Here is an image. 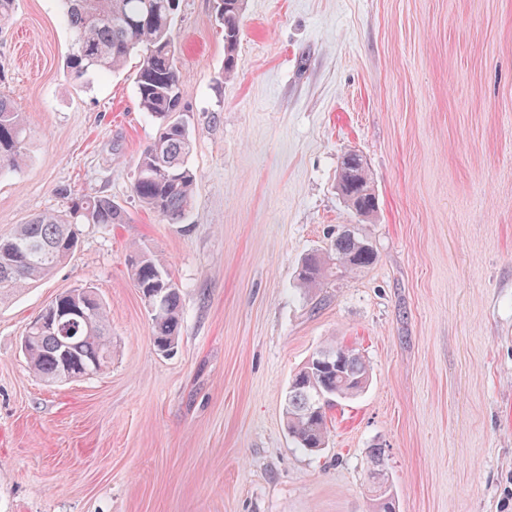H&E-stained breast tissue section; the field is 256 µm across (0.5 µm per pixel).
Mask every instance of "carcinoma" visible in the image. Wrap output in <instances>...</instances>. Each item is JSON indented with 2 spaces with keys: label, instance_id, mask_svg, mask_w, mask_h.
I'll list each match as a JSON object with an SVG mask.
<instances>
[{
  "label": "carcinoma",
  "instance_id": "cac0c4a2",
  "mask_svg": "<svg viewBox=\"0 0 512 512\" xmlns=\"http://www.w3.org/2000/svg\"><path fill=\"white\" fill-rule=\"evenodd\" d=\"M71 33L65 58L76 80L118 72L133 55L140 57L135 78L141 111L157 126L155 138L142 150L133 195L141 206L170 224L182 223L192 210L196 174L188 164L191 139L179 110L180 71L175 40L176 0H61ZM243 0H216L215 19L224 32V76L235 67L240 39ZM29 128L13 98L0 93V170L17 171L28 161ZM343 200L355 211L375 195L368 169L346 177ZM122 209L106 196L71 199L65 213L45 211L0 235V303L33 287L64 264L75 251L81 224H123ZM364 238L355 231L337 234L329 247L303 260L297 286L310 292L332 278L371 265L363 252ZM130 279L148 307L154 346L162 353L174 350L181 327L180 288L167 267L134 245L127 255ZM44 317L59 318L43 331H26L21 341L31 370L47 383L82 377L81 367L101 358L99 370L112 362V333L105 303L95 288L81 285L58 294ZM322 353L330 362L307 361L288 387L285 423L301 448L326 442V407L364 391L370 368L359 351L331 343Z\"/></svg>",
  "mask_w": 512,
  "mask_h": 512
}]
</instances>
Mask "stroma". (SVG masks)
<instances>
[{
    "instance_id": "1",
    "label": "stroma",
    "mask_w": 512,
    "mask_h": 512,
    "mask_svg": "<svg viewBox=\"0 0 512 512\" xmlns=\"http://www.w3.org/2000/svg\"><path fill=\"white\" fill-rule=\"evenodd\" d=\"M181 112L195 203L170 224L132 193L156 127L119 74L72 78L58 0H16L0 91L32 131L0 172V235L71 195L123 224H85L54 275L0 305V512H370L384 452L397 512H512V0H244L233 77L214 0H180ZM365 160L367 217L337 190ZM368 267L306 294L295 274L344 225ZM138 245L182 290L158 352L127 271ZM98 289L112 362L51 385L27 324ZM371 365L328 411L321 451L285 424L288 384L329 342Z\"/></svg>"
}]
</instances>
